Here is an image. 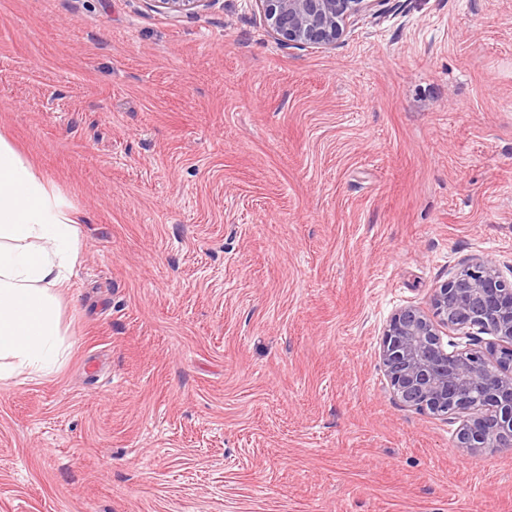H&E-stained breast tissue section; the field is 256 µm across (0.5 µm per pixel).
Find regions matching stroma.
Wrapping results in <instances>:
<instances>
[{
	"label": "stroma",
	"mask_w": 512,
	"mask_h": 512,
	"mask_svg": "<svg viewBox=\"0 0 512 512\" xmlns=\"http://www.w3.org/2000/svg\"><path fill=\"white\" fill-rule=\"evenodd\" d=\"M0 132L79 213L68 354L0 381V512H512L384 327L512 265V0L282 46L255 0H0Z\"/></svg>",
	"instance_id": "obj_1"
}]
</instances>
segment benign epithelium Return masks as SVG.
<instances>
[{
	"label": "benign epithelium",
	"instance_id": "7a95c632",
	"mask_svg": "<svg viewBox=\"0 0 512 512\" xmlns=\"http://www.w3.org/2000/svg\"><path fill=\"white\" fill-rule=\"evenodd\" d=\"M168 13L193 14L209 0H155ZM284 46L334 45L350 20L382 0H257ZM469 347H445L440 327ZM490 340H485V337ZM379 358L406 406L458 424L459 447L512 452V280L476 256L433 289L430 310L408 305L384 329Z\"/></svg>",
	"mask_w": 512,
	"mask_h": 512
}]
</instances>
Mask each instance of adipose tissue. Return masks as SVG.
<instances>
[{"instance_id": "adipose-tissue-1", "label": "adipose tissue", "mask_w": 512, "mask_h": 512, "mask_svg": "<svg viewBox=\"0 0 512 512\" xmlns=\"http://www.w3.org/2000/svg\"><path fill=\"white\" fill-rule=\"evenodd\" d=\"M79 255L76 215L0 135V380L58 363L63 292Z\"/></svg>"}]
</instances>
